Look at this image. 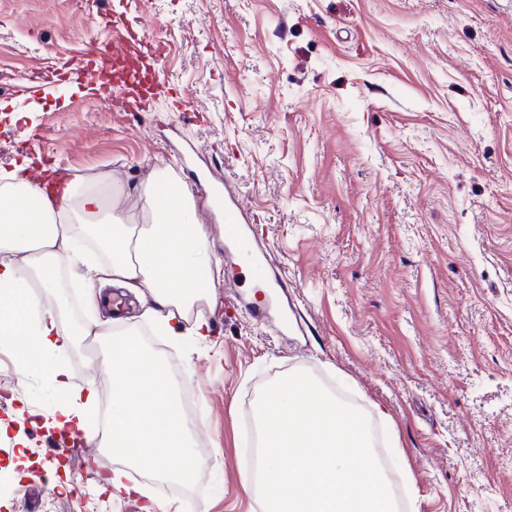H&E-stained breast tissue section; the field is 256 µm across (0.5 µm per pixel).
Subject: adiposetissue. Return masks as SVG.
Listing matches in <instances>:
<instances>
[{"mask_svg": "<svg viewBox=\"0 0 512 512\" xmlns=\"http://www.w3.org/2000/svg\"><path fill=\"white\" fill-rule=\"evenodd\" d=\"M106 183L94 177L38 186L22 163L0 178V341L19 346V370L58 394L55 426L78 429L96 392L73 391L52 354L78 335L111 337L103 361L112 375L108 447L131 463L184 477L202 461L186 436L171 376L132 334H114L115 320L101 317L99 299L107 286L142 293V319L176 334L201 298L198 278L213 254L196 202L170 168L150 174L137 224L107 202ZM64 267L86 290V321L75 334L61 329L64 302L53 292ZM36 284L51 289L49 301L32 294Z\"/></svg>", "mask_w": 512, "mask_h": 512, "instance_id": "adipose-tissue-1", "label": "adipose tissue"}]
</instances>
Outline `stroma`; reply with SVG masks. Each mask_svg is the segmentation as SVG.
<instances>
[{
    "mask_svg": "<svg viewBox=\"0 0 512 512\" xmlns=\"http://www.w3.org/2000/svg\"><path fill=\"white\" fill-rule=\"evenodd\" d=\"M115 22L167 46L158 68L190 110L24 91ZM44 153L65 176L113 178L133 216L155 167L228 179L294 328L251 315L266 291L196 193L215 261L191 316L210 334L150 347L195 396L204 464L175 483L201 495L165 494L101 439L58 444L54 390L0 343V512H254L249 419L264 385L299 370L386 408L377 448L412 476L417 512H512V0H0V174ZM107 346L55 354L101 406ZM116 471L137 494L113 496Z\"/></svg>",
    "mask_w": 512,
    "mask_h": 512,
    "instance_id": "stroma-1",
    "label": "stroma"
}]
</instances>
